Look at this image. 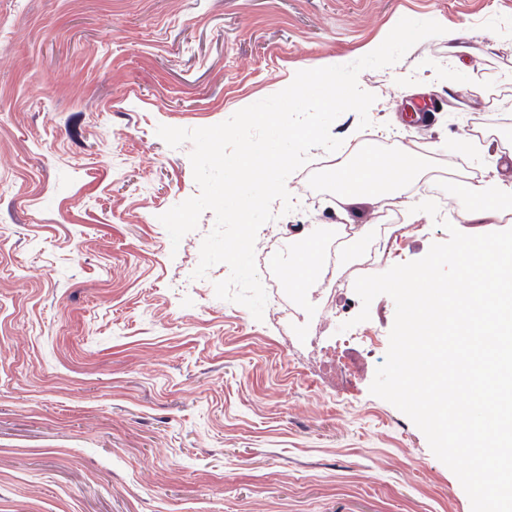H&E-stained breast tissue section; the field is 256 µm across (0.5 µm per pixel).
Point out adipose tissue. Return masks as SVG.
I'll list each match as a JSON object with an SVG mask.
<instances>
[{
  "label": "adipose tissue",
  "mask_w": 512,
  "mask_h": 512,
  "mask_svg": "<svg viewBox=\"0 0 512 512\" xmlns=\"http://www.w3.org/2000/svg\"><path fill=\"white\" fill-rule=\"evenodd\" d=\"M406 160L407 174L401 181L385 180L382 168L389 158ZM410 150L399 145L391 156L362 153L359 161L340 162L333 174L336 193L350 206L358 205L366 197L381 196L390 192L405 193L417 176L414 163L409 160ZM512 201V184L490 180L484 184L465 183L459 186L454 203L470 218H480L489 212H498L503 202Z\"/></svg>",
  "instance_id": "obj_1"
}]
</instances>
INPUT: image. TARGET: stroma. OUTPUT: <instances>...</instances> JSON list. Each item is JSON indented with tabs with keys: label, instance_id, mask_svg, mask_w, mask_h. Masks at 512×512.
I'll list each match as a JSON object with an SVG mask.
<instances>
[{
	"label": "stroma",
	"instance_id": "stroma-1",
	"mask_svg": "<svg viewBox=\"0 0 512 512\" xmlns=\"http://www.w3.org/2000/svg\"><path fill=\"white\" fill-rule=\"evenodd\" d=\"M404 17L444 35L362 71L371 124L348 111L287 181L261 226L257 272L300 321L255 319L217 298L224 264L193 272L214 227L203 212L172 246L161 214L195 196L191 143L158 126L208 127L286 88L296 72L345 65ZM487 132L454 153L468 118ZM512 0H0V512H471L425 435L370 385L387 345L322 374L312 346L388 336L387 295L356 322L358 277L424 257L444 222L480 235L448 200L460 178L512 177ZM373 137L414 147L411 198L354 207L329 160ZM433 200L438 217L414 218ZM372 225L388 254L349 236L336 253L344 303L324 310L280 273L296 241Z\"/></svg>",
	"mask_w": 512,
	"mask_h": 512
}]
</instances>
